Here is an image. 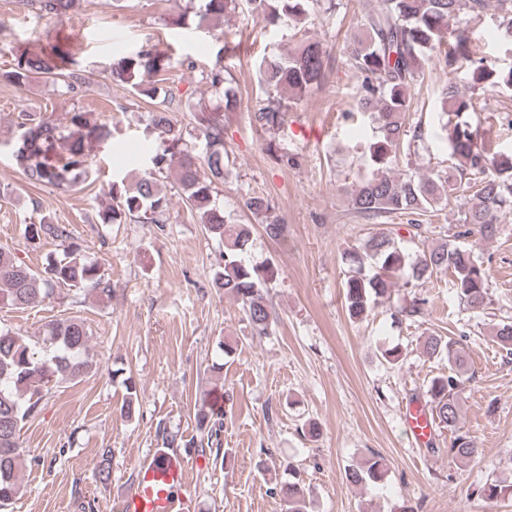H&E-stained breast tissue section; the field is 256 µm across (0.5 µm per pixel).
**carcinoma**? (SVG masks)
Instances as JSON below:
<instances>
[{
	"label": "carcinoma",
	"mask_w": 512,
	"mask_h": 512,
	"mask_svg": "<svg viewBox=\"0 0 512 512\" xmlns=\"http://www.w3.org/2000/svg\"><path fill=\"white\" fill-rule=\"evenodd\" d=\"M26 2L38 14L57 18L76 4V0ZM322 2L329 11L336 8L335 0H199L197 4L191 0L173 24L181 26L192 15L201 26L242 6L272 27L288 21L305 23ZM491 9L498 14L501 40L512 45V0H383L382 8L366 14L367 40L352 51V66L362 78L356 109L374 115L376 131L366 152L370 174L349 191L351 208L362 219L375 223L392 215H424L445 209L457 199L462 183L472 176L475 190L464 204L462 229L419 254L409 253L385 231L368 236L361 245L345 252V308L355 321L365 319L376 305L390 300L398 281L424 288L442 273L451 276L452 288L468 310L482 313L489 305V275L484 262L476 247L462 245L459 239L474 236L480 241L491 240L498 235L500 224L512 216V151L490 155L477 146L479 130L469 121L474 103L461 91L459 82L470 89L512 87V67L490 65L471 49L469 21ZM434 54L442 57L448 69V82L436 90L435 104L445 118L446 149L454 174L434 178L398 176L394 167L410 135V91ZM325 59L326 50L317 40L300 43L284 58H263L258 66V82L264 98L247 108L252 123L267 133L277 132L289 108L321 86ZM172 68L169 57L153 46H145L113 59L107 69L113 82L156 102L149 115V129L159 140L160 150L151 157L148 169L132 179L112 181L106 192L110 203L98 210L99 221L164 223L170 199L159 188L158 175L175 170L176 184L191 211L206 234L224 246L213 287L239 302L251 336L266 337L277 321L268 289L277 272L268 261L253 263L247 258L251 225L231 223L216 203L218 188L228 176L224 165V113L241 110L242 101L230 94L232 86L226 81L223 66L216 65L205 74L216 100L208 105L193 104L197 137L205 143V155L200 159L168 111L166 103L173 98L171 88L146 80L149 75L162 76ZM38 75L60 88L63 95L76 94L89 86L87 77L75 69L66 40L59 37L36 50L21 51L9 69L0 71V81L24 86ZM67 115V125L62 126L50 118L18 113L12 157L30 184L67 191L86 181L91 172V152L96 144L112 136L110 126L91 120L88 112L74 108ZM410 136L415 141L420 139L417 130ZM243 206L263 218L269 238L287 236L288 225L268 219L272 206L267 197L249 194ZM25 234L33 244L46 238H70L66 227L46 215L38 223L26 225ZM57 287L75 294L87 290L104 296L112 293L100 265L87 261L75 245L66 246L62 256L49 260L40 272L0 248L1 307H38L53 296ZM89 338L86 323L78 316L47 323L39 341L0 328V512L21 490V473L26 466L20 444L24 423L38 415L51 385L79 382L92 371ZM495 338L512 355V324L495 325ZM423 353L430 358L448 357V374L430 380L427 403L432 422L451 432L448 455L467 463L479 455V446L460 426L465 352L455 341L429 336L423 343ZM123 385L126 394L120 413L130 418L139 403L138 390L129 378L123 380ZM222 429L223 418L204 403L198 415V440L184 442L165 428L162 436L169 448L183 444L211 448L221 446ZM387 473L385 458L374 454L348 469L346 480L355 486L376 485L384 482ZM274 493L286 512H310L311 491L300 483L285 482L274 488ZM481 497L489 502L512 498V483H486Z\"/></svg>",
	"instance_id": "carcinoma-1"
}]
</instances>
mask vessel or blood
Segmentation results:
<instances>
[{
	"instance_id": "vessel-or-blood-1",
	"label": "vessel or blood",
	"mask_w": 512,
	"mask_h": 512,
	"mask_svg": "<svg viewBox=\"0 0 512 512\" xmlns=\"http://www.w3.org/2000/svg\"><path fill=\"white\" fill-rule=\"evenodd\" d=\"M403 421L415 441H426L433 433L421 406H409ZM186 484L184 461L175 454L156 452L139 464L135 484L121 499L119 512H197L196 500L187 493Z\"/></svg>"
}]
</instances>
